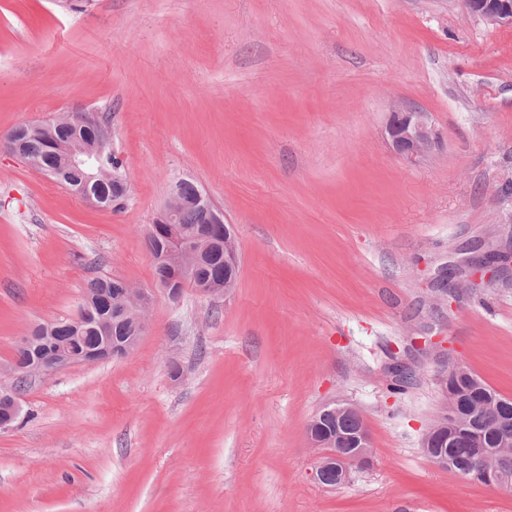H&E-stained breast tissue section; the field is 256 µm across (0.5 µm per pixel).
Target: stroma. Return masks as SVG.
I'll list each match as a JSON object with an SVG mask.
<instances>
[{"instance_id": "obj_1", "label": "stroma", "mask_w": 512, "mask_h": 512, "mask_svg": "<svg viewBox=\"0 0 512 512\" xmlns=\"http://www.w3.org/2000/svg\"><path fill=\"white\" fill-rule=\"evenodd\" d=\"M395 104L442 134L417 163ZM76 110L109 116L129 194L103 210L0 152V512H512L421 447L443 365L512 398V281L436 286L512 248V28L459 0H0V136ZM177 179L235 228L225 296L157 285ZM103 275L153 292L135 350L9 374ZM339 402L372 453L327 488L307 427ZM384 133L393 152L407 163H416L442 142L431 113L407 106L390 109ZM20 412L15 391L0 386V432L12 428Z\"/></svg>"}]
</instances>
